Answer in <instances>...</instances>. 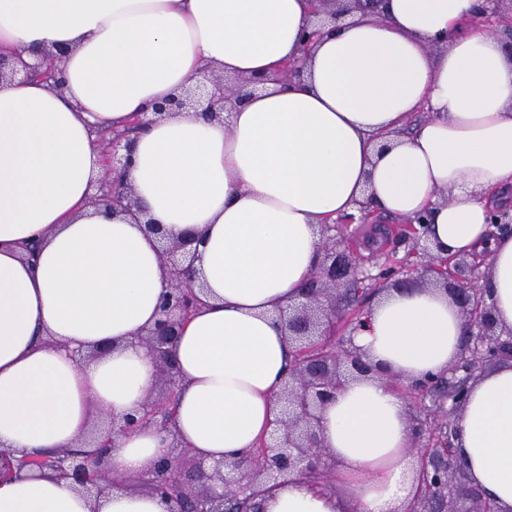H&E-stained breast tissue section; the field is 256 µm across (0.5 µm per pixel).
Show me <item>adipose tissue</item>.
Wrapping results in <instances>:
<instances>
[{
	"mask_svg": "<svg viewBox=\"0 0 512 512\" xmlns=\"http://www.w3.org/2000/svg\"><path fill=\"white\" fill-rule=\"evenodd\" d=\"M475 0H387L302 52L305 0H0V54L60 51L66 89L0 80V451L76 447L100 412L130 413L157 371L140 346L169 271L143 225L89 202L104 174L98 133L190 79L263 78L225 122L191 112L151 124L124 179L166 233L199 240L208 285L175 346L176 428L205 462L270 433L289 344L276 314L320 258V226L371 196L387 214L433 212L441 255L487 250L499 323L512 329V234L488 211L512 198V57ZM447 38V50L431 43ZM303 58L304 75L278 81ZM431 114L413 134L407 116ZM353 343L379 371L444 374L463 320L436 288L389 292ZM109 344L91 363L74 350ZM409 405L379 379L350 383L321 413L343 495L285 478L266 512H408L415 460ZM469 483L512 512V362L482 373L454 416ZM167 443L120 436L110 465L139 476ZM0 512H91L39 472L0 481Z\"/></svg>",
	"mask_w": 512,
	"mask_h": 512,
	"instance_id": "adipose-tissue-1",
	"label": "adipose tissue"
}]
</instances>
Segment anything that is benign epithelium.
<instances>
[{
	"label": "benign epithelium",
	"instance_id": "7a95c632",
	"mask_svg": "<svg viewBox=\"0 0 512 512\" xmlns=\"http://www.w3.org/2000/svg\"><path fill=\"white\" fill-rule=\"evenodd\" d=\"M369 0H308L313 18L327 19L333 25L342 23L358 11L368 9ZM505 0H481L479 18L493 23ZM40 76L59 92L63 82L53 67V54L30 65L19 58L0 55V80ZM261 83L259 78L204 77L190 82L151 111L136 115L121 132L101 140L103 166L110 177L97 186L90 203L103 206L114 214L130 217L135 223L158 236L159 253L169 267V284L159 306L157 320L138 335V343L153 356L165 392L156 397L148 394L132 413L110 418L95 431L87 443L89 450L62 449L51 456L22 455L14 463L0 465V479L23 476L32 470H48L58 479L101 498L106 490H125L158 495L168 505V512H232L229 504L246 501L245 512H265L263 491L287 476H296L315 487H326L327 473L335 462L321 440V410L336 398L352 380L368 377L376 369L367 355L353 344L338 351L329 345L337 323L341 287L355 288L353 300L367 290L365 282L381 288H403L412 275L405 267L386 263L378 272L363 269L364 258L358 246L347 238L329 234L334 224L321 226V260L300 289L298 301L279 311V320L292 345V362L288 380L277 395L279 407L270 440L259 441L247 454L222 459L211 466L202 459L194 470H182L183 461L194 456L182 445L173 431L174 400L181 378L174 347L183 328L202 305L199 293L203 285L197 277V241L187 235L172 239L159 224L147 217L132 188L121 174L130 167L132 149L139 130L173 112H198L209 120H224V113L249 98ZM489 223L512 233V210L496 207ZM427 216L419 215L405 225L401 238L412 243L413 257L426 259L425 272L458 307L464 321L463 349L446 376L424 377L406 382L405 393L422 399L438 398L437 412L448 416V409L460 407L466 400L469 383L487 365L512 361V330L503 329L490 302V291L479 285L489 279L487 259L468 263L455 256L434 253L426 236ZM154 427L167 434L166 451L149 472L133 483L112 470L109 454L102 448H113L115 438L138 428ZM414 447L419 455L416 473L417 490L410 512H457L448 507V497L469 500L475 507L467 512H498L497 507L467 485L463 462L453 452L454 428L448 422L433 423L412 417Z\"/></svg>",
	"mask_w": 512,
	"mask_h": 512
}]
</instances>
